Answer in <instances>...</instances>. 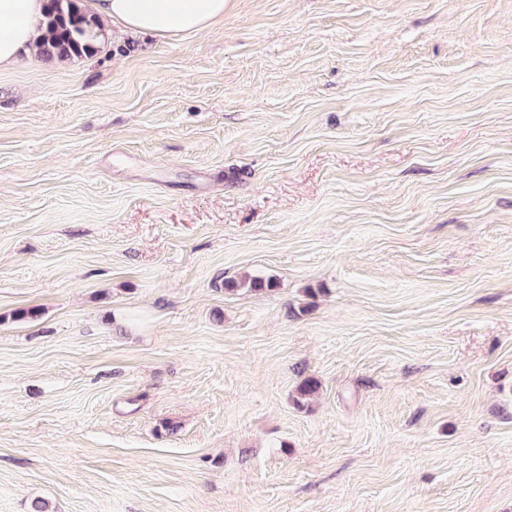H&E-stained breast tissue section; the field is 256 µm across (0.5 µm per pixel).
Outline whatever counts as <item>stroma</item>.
Masks as SVG:
<instances>
[{
  "label": "stroma",
  "instance_id": "1",
  "mask_svg": "<svg viewBox=\"0 0 512 512\" xmlns=\"http://www.w3.org/2000/svg\"><path fill=\"white\" fill-rule=\"evenodd\" d=\"M37 499L512 512V0H229L0 72V512Z\"/></svg>",
  "mask_w": 512,
  "mask_h": 512
}]
</instances>
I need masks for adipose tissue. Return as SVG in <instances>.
Here are the masks:
<instances>
[{
    "label": "adipose tissue",
    "mask_w": 512,
    "mask_h": 512,
    "mask_svg": "<svg viewBox=\"0 0 512 512\" xmlns=\"http://www.w3.org/2000/svg\"><path fill=\"white\" fill-rule=\"evenodd\" d=\"M228 0H92L98 21L127 31L177 37L201 33L224 18ZM46 0H0V70L34 56L45 30Z\"/></svg>",
    "instance_id": "adipose-tissue-1"
}]
</instances>
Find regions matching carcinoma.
Masks as SVG:
<instances>
[{
    "label": "carcinoma",
    "instance_id": "obj_1",
    "mask_svg": "<svg viewBox=\"0 0 512 512\" xmlns=\"http://www.w3.org/2000/svg\"><path fill=\"white\" fill-rule=\"evenodd\" d=\"M81 0H49L46 34L39 46L38 56L48 62H62L74 57L91 56L96 52L88 30L97 26L95 18L80 5ZM225 290L235 292L240 287L253 291L270 290L272 282L253 279L249 282H224Z\"/></svg>",
    "mask_w": 512,
    "mask_h": 512
}]
</instances>
